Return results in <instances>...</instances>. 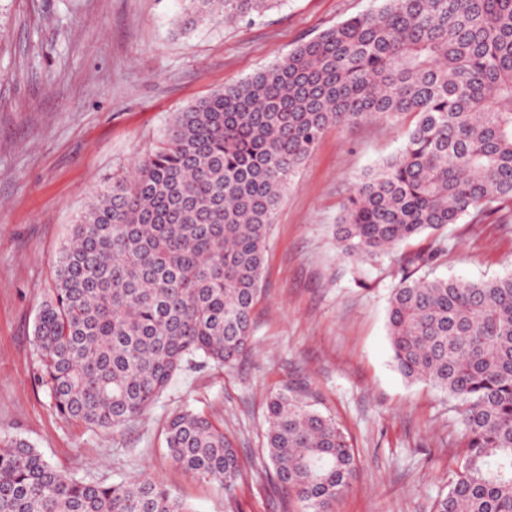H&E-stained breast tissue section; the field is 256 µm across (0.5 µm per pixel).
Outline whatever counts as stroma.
<instances>
[{
	"instance_id": "1",
	"label": "stroma",
	"mask_w": 512,
	"mask_h": 512,
	"mask_svg": "<svg viewBox=\"0 0 512 512\" xmlns=\"http://www.w3.org/2000/svg\"><path fill=\"white\" fill-rule=\"evenodd\" d=\"M381 0H281L254 22L176 28L179 0H0V436L25 440L88 483L142 475L194 512H303L272 488L265 400L286 388L333 418L357 461L337 512H433L461 464L458 402L396 369L387 305L397 256L366 271L335 226L353 180L394 155L413 116L331 129L284 194L265 253L252 352L235 368L192 364L122 430L60 418L37 382L34 323L54 262L96 187L126 173L172 116L253 75L302 40ZM429 276L512 273V224L469 218L443 233ZM224 426L243 476L234 492L177 467L165 448L182 409Z\"/></svg>"
}]
</instances>
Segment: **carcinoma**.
I'll return each instance as SVG.
<instances>
[{
	"label": "carcinoma",
	"instance_id": "obj_1",
	"mask_svg": "<svg viewBox=\"0 0 512 512\" xmlns=\"http://www.w3.org/2000/svg\"><path fill=\"white\" fill-rule=\"evenodd\" d=\"M281 0H182L178 28L260 17ZM415 122L356 178L336 222L362 269L405 241L388 301L398 371L460 401L463 460L433 512H512V274L414 278L448 252L440 231L512 212V0H382L271 66L174 114L129 174L96 189L63 246L34 326L38 382L65 420L118 430L196 358L251 350L279 203L325 133ZM270 480L305 512H336L354 450L336 422L283 389L266 403ZM168 453L227 491L237 448L203 414H174ZM0 512H194L160 481L86 483L22 439L0 442Z\"/></svg>",
	"mask_w": 512,
	"mask_h": 512
}]
</instances>
